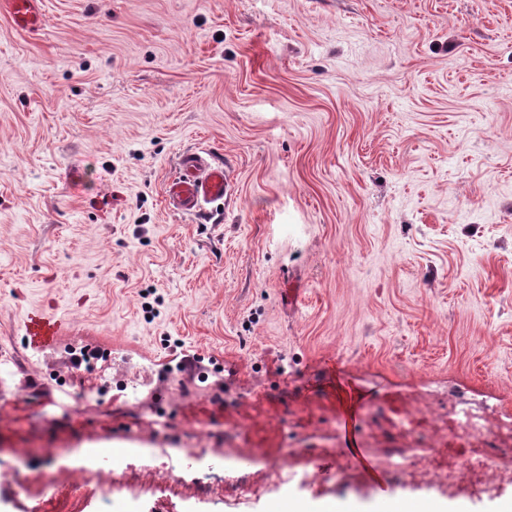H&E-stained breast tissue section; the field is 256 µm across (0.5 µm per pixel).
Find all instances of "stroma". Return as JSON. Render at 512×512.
Segmentation results:
<instances>
[{
    "mask_svg": "<svg viewBox=\"0 0 512 512\" xmlns=\"http://www.w3.org/2000/svg\"><path fill=\"white\" fill-rule=\"evenodd\" d=\"M39 4L35 33L0 11V512L53 477L75 512H374V449L411 443L389 415L424 440L456 391L512 412V0ZM189 152L231 180L205 217L165 194ZM36 312L64 323L42 349ZM158 448L186 463L166 493ZM200 453L296 475L200 496ZM84 493L82 483L62 480L57 489L54 499L45 504L42 512H68V508L77 502Z\"/></svg>",
    "mask_w": 512,
    "mask_h": 512,
    "instance_id": "stroma-1",
    "label": "stroma"
}]
</instances>
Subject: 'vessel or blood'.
Wrapping results in <instances>:
<instances>
[{
	"label": "vessel or blood",
	"instance_id": "b4317fda",
	"mask_svg": "<svg viewBox=\"0 0 512 512\" xmlns=\"http://www.w3.org/2000/svg\"><path fill=\"white\" fill-rule=\"evenodd\" d=\"M0 9L25 29H38L44 22L38 0H0ZM229 192L230 181L223 165L190 154L184 159L182 174L168 184L166 194L173 208L197 214L203 211L205 204L222 200ZM24 330L32 345L40 348L58 336L60 326L43 315L35 314L27 317Z\"/></svg>",
	"mask_w": 512,
	"mask_h": 512
}]
</instances>
